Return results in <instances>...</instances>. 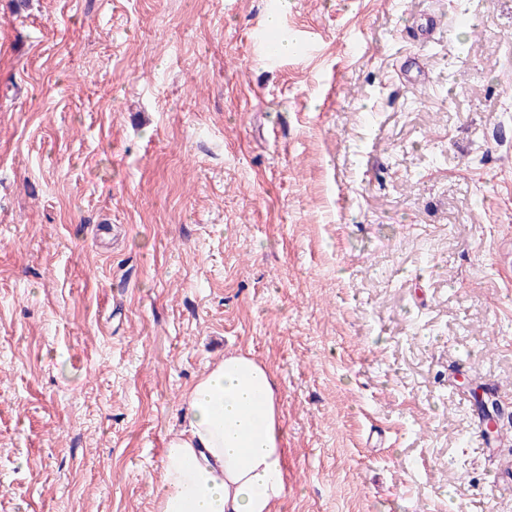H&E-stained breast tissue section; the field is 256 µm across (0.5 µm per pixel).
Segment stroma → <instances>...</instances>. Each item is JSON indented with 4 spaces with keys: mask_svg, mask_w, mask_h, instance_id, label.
Returning <instances> with one entry per match:
<instances>
[{
    "mask_svg": "<svg viewBox=\"0 0 512 512\" xmlns=\"http://www.w3.org/2000/svg\"><path fill=\"white\" fill-rule=\"evenodd\" d=\"M268 5L0 0V512H155L237 350L278 512H512V0Z\"/></svg>",
    "mask_w": 512,
    "mask_h": 512,
    "instance_id": "1",
    "label": "stroma"
}]
</instances>
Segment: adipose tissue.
<instances>
[{
	"label": "adipose tissue",
	"instance_id": "1",
	"mask_svg": "<svg viewBox=\"0 0 512 512\" xmlns=\"http://www.w3.org/2000/svg\"><path fill=\"white\" fill-rule=\"evenodd\" d=\"M157 512H273L287 494L277 382L251 354L225 355L184 396Z\"/></svg>",
	"mask_w": 512,
	"mask_h": 512
}]
</instances>
